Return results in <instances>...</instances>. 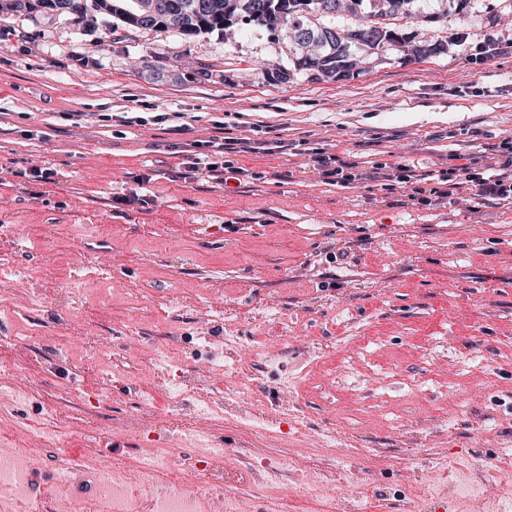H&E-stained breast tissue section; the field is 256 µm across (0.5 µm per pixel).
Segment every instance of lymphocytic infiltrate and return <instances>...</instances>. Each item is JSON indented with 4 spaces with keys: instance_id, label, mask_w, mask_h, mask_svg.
Here are the masks:
<instances>
[{
    "instance_id": "lymphocytic-infiltrate-1",
    "label": "lymphocytic infiltrate",
    "mask_w": 512,
    "mask_h": 512,
    "mask_svg": "<svg viewBox=\"0 0 512 512\" xmlns=\"http://www.w3.org/2000/svg\"><path fill=\"white\" fill-rule=\"evenodd\" d=\"M214 155L213 161L204 163L197 158H187L178 176L183 180H193L203 174L219 184L246 175V168L239 166L230 155L234 151L251 152L250 142H238L227 137L223 141H209ZM498 153L499 160L481 162L476 158L461 156L458 163L439 171L419 172L417 164L411 160L394 163H375L369 170L359 169L356 163L341 159L327 150L315 152L312 159L313 171L326 181L349 185L358 181L372 182L378 190L394 193L409 191L411 200L419 205L430 207L451 200L457 189L467 188L471 200L482 203L486 200L512 204V143L504 142Z\"/></svg>"
}]
</instances>
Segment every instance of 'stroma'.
<instances>
[{"mask_svg":"<svg viewBox=\"0 0 512 512\" xmlns=\"http://www.w3.org/2000/svg\"><path fill=\"white\" fill-rule=\"evenodd\" d=\"M419 8L439 13L429 40L445 50L414 62L387 46L348 79L286 83L272 73L287 44L251 25L116 43L110 17L0 15L26 32L0 41V165L14 171L0 181V372L28 394L23 417L53 408L95 465L155 448L199 400L233 397L236 411L195 424L230 466L285 457L284 483L330 482L353 512L416 499L448 512L479 469L512 482L498 466L512 452V205L475 210L462 189L420 207L307 170L318 148L444 167L512 142L504 0ZM489 37L501 54L472 63ZM163 112L194 116L192 132L154 123ZM214 136L297 149L244 157L260 177L232 191L177 180L187 142ZM33 167L56 182L18 185ZM146 173L153 205L113 203ZM202 336L226 372L201 374ZM162 350L193 381L177 409L140 401L164 386ZM269 414L278 441L240 426ZM326 434L343 448L317 447Z\"/></svg>","mask_w":512,"mask_h":512,"instance_id":"1","label":"stroma"}]
</instances>
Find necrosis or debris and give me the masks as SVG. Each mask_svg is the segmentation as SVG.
<instances>
[{
  "label": "necrosis or debris",
  "instance_id": "obj_1",
  "mask_svg": "<svg viewBox=\"0 0 512 512\" xmlns=\"http://www.w3.org/2000/svg\"><path fill=\"white\" fill-rule=\"evenodd\" d=\"M184 428L172 424L162 446L136 455L134 464L115 462L87 467L83 456L64 451L54 470L55 487L81 493L101 505L103 512H209L220 502L224 512H268L272 500L288 501L286 484L271 483L278 469L276 459L224 469L220 448H200L194 456L181 458ZM20 448H0V505L10 512H44L46 505L33 493L36 463L24 461ZM194 481H186V471Z\"/></svg>",
  "mask_w": 512,
  "mask_h": 512
}]
</instances>
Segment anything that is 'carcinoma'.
I'll return each instance as SVG.
<instances>
[{"mask_svg": "<svg viewBox=\"0 0 512 512\" xmlns=\"http://www.w3.org/2000/svg\"><path fill=\"white\" fill-rule=\"evenodd\" d=\"M11 11L32 16L56 12L63 0H9ZM82 18L96 13L117 18L125 29L149 14L151 28L175 29L184 36L224 31L244 22L270 34L294 31L290 43L293 72H308L320 81L335 82L353 74L360 53L386 46H408L403 25L416 17L419 0H84Z\"/></svg>", "mask_w": 512, "mask_h": 512, "instance_id": "carcinoma-1", "label": "carcinoma"}]
</instances>
